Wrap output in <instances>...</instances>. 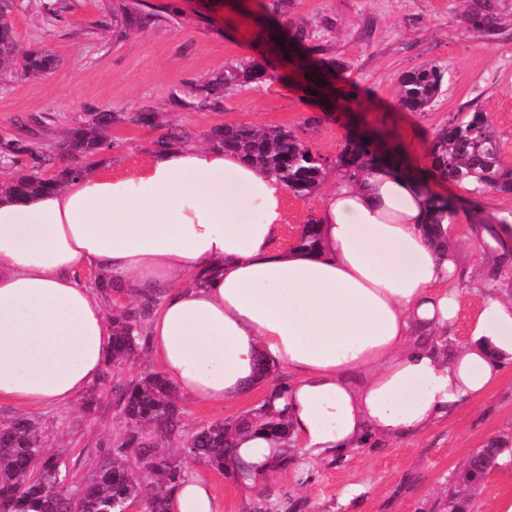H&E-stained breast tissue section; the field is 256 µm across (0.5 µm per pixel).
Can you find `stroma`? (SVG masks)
<instances>
[{
    "label": "stroma",
    "instance_id": "stroma-1",
    "mask_svg": "<svg viewBox=\"0 0 512 512\" xmlns=\"http://www.w3.org/2000/svg\"><path fill=\"white\" fill-rule=\"evenodd\" d=\"M117 0H15L10 15L22 49H50L56 60L44 76L13 66L0 73V143L21 140L33 149H55L54 167L72 164L65 142L70 129L91 115L108 113L107 148L88 157L97 172L120 177L145 168L156 141L170 131L187 133L207 145V134L224 124L284 126L307 142L314 154L334 161L350 123L392 131L411 167L425 162L436 131L461 112L488 113L500 138L504 161L512 166V0H144L147 24L122 22L112 12ZM487 8L493 27L474 25L473 11ZM303 28L308 45L331 66L336 88L355 93V116L308 98L299 77L255 81L224 98L223 110L198 105L195 90L223 76L227 65L258 60L254 46L270 20ZM434 63L447 72L442 93L426 112L398 105V79ZM149 113L153 123L137 122ZM447 196L463 216L449 243L461 261L457 281L460 312L455 326L439 337L443 347L470 342L469 320L498 269L509 272L499 288L512 291V258L496 263L468 227L512 222V195H473L451 184ZM317 198L287 194L284 224L275 247L296 245L300 230L316 217ZM148 353L105 363L96 383L94 409L83 400L66 406L19 409L0 404V423L24 417L41 431L47 448L67 470L70 484L91 477L97 461L115 447L126 426L112 398L121 380L157 371ZM273 366L267 383L286 380ZM267 383L239 399L208 404L180 397L185 431L216 421L232 422L264 399ZM512 443V361L502 382L465 403L416 437H372L359 448L322 461L308 479L280 473L271 489L304 501L302 512H440L445 493L455 488L467 458L491 441ZM188 473L213 488L220 512H253L258 494L233 476L182 458ZM512 495V459L473 491L478 512H495L500 497Z\"/></svg>",
    "mask_w": 512,
    "mask_h": 512
}]
</instances>
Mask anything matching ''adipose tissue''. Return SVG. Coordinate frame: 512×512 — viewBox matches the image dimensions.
<instances>
[{
	"mask_svg": "<svg viewBox=\"0 0 512 512\" xmlns=\"http://www.w3.org/2000/svg\"><path fill=\"white\" fill-rule=\"evenodd\" d=\"M286 186L220 147L179 143L129 175L95 172L24 200H0V403L67 405L112 348L106 291L158 300L147 346L178 394L231 401L264 363L289 373L267 387L299 452L300 475L367 436L420 435L502 380L512 359V296L487 290L471 342L442 354L423 339L460 308L457 256L423 226L431 176L375 168L319 198L320 243L277 249ZM93 271L89 287L82 271ZM205 273L204 284L195 277ZM285 441L254 428L227 462L255 488ZM172 512H219L188 477Z\"/></svg>",
	"mask_w": 512,
	"mask_h": 512,
	"instance_id": "ef3b65f1",
	"label": "adipose tissue"
}]
</instances>
